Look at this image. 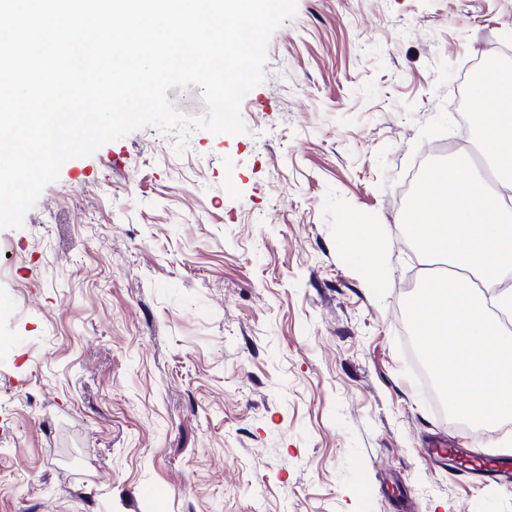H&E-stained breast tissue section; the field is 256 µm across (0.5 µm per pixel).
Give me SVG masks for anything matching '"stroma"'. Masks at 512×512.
I'll use <instances>...</instances> for the list:
<instances>
[{"mask_svg": "<svg viewBox=\"0 0 512 512\" xmlns=\"http://www.w3.org/2000/svg\"><path fill=\"white\" fill-rule=\"evenodd\" d=\"M510 47L512 0H298L247 133L61 167L0 230V512H512L428 455L508 452L512 421L423 387L401 228L410 177L471 147L465 65ZM351 235L356 240L357 251L360 254L372 255L377 259L388 249V242L377 235L361 234L358 228H352Z\"/></svg>", "mask_w": 512, "mask_h": 512, "instance_id": "35a3bbf8", "label": "stroma"}]
</instances>
